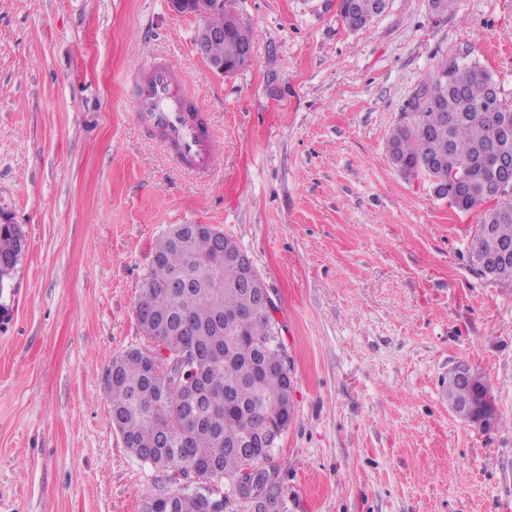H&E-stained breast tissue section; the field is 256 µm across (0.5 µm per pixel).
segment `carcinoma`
<instances>
[{
	"label": "carcinoma",
	"instance_id": "carcinoma-1",
	"mask_svg": "<svg viewBox=\"0 0 512 512\" xmlns=\"http://www.w3.org/2000/svg\"><path fill=\"white\" fill-rule=\"evenodd\" d=\"M340 19L350 28L366 26L380 13L381 0H343ZM206 25L228 31L210 54L237 60L252 45L248 29L223 9ZM512 104L500 99L493 77L466 55L442 60L416 93L407 120L391 131L392 164L401 174L425 176L442 189L448 205L468 212L494 202L477 225L471 254L512 244V173L493 175V135ZM174 225L159 238L152 268L141 288L147 295L140 326L172 356L209 349V391L191 396L156 371L152 350H129L112 361L104 380L112 423L136 458L167 474L176 485L194 476L197 486H181L154 498L150 512H213L210 486L254 470L270 448L229 444L264 431L284 430L291 412L285 352L272 346L273 318L256 300L262 279L241 284L237 268L224 262V247L209 235L180 234ZM20 242L12 224H0V263L16 267ZM185 283L172 288L174 281ZM448 405L476 422L484 384L444 383Z\"/></svg>",
	"mask_w": 512,
	"mask_h": 512
}]
</instances>
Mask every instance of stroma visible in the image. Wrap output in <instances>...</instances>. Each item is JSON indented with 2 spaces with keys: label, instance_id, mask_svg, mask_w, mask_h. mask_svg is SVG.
Instances as JSON below:
<instances>
[{
  "label": "stroma",
  "instance_id": "35a3bbf8",
  "mask_svg": "<svg viewBox=\"0 0 512 512\" xmlns=\"http://www.w3.org/2000/svg\"><path fill=\"white\" fill-rule=\"evenodd\" d=\"M227 8L254 55L226 76L167 0H0V224L26 236L0 290V512H146L170 490L113 428L104 379L147 343L139 287L175 224L232 238L273 299L286 512H512V284L471 263L481 209L386 148L447 55L512 102V0H389L360 30L336 0ZM156 54L209 113L210 181L175 173L125 100ZM459 363L496 400L491 429L448 405Z\"/></svg>",
  "mask_w": 512,
  "mask_h": 512
}]
</instances>
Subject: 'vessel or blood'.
<instances>
[{"instance_id": "b4317fda", "label": "vessel or blood", "mask_w": 512, "mask_h": 512, "mask_svg": "<svg viewBox=\"0 0 512 512\" xmlns=\"http://www.w3.org/2000/svg\"><path fill=\"white\" fill-rule=\"evenodd\" d=\"M131 105L140 126L155 131L178 168L205 178L214 170L212 138L187 108L185 81L164 57L151 59L130 76Z\"/></svg>"}]
</instances>
